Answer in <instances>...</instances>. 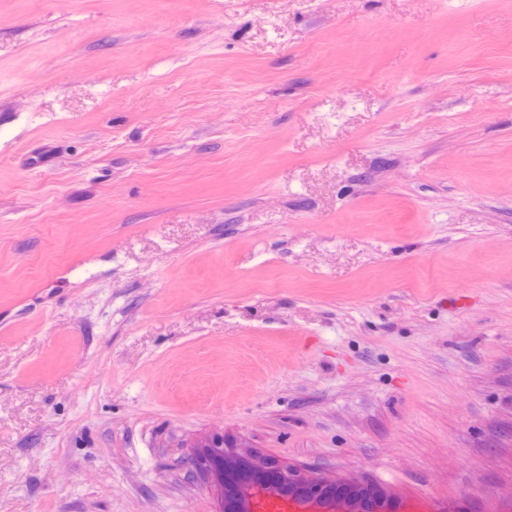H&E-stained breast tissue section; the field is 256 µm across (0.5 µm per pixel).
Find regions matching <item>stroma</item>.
<instances>
[{
    "label": "stroma",
    "instance_id": "35a3bbf8",
    "mask_svg": "<svg viewBox=\"0 0 512 512\" xmlns=\"http://www.w3.org/2000/svg\"><path fill=\"white\" fill-rule=\"evenodd\" d=\"M213 433L512 512V0H0V512Z\"/></svg>",
    "mask_w": 512,
    "mask_h": 512
}]
</instances>
